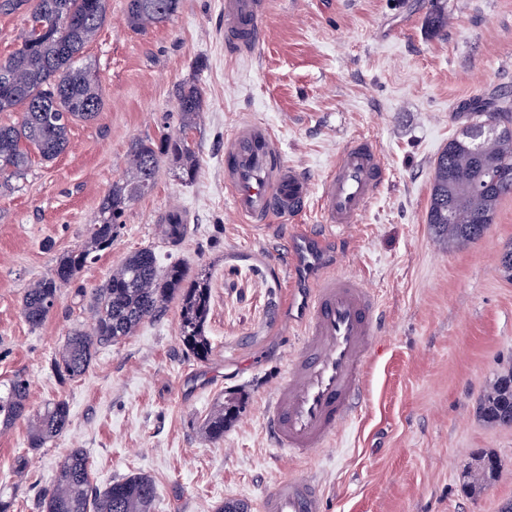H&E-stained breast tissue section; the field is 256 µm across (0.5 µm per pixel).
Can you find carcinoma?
I'll use <instances>...</instances> for the list:
<instances>
[{"instance_id":"obj_1","label":"carcinoma","mask_w":512,"mask_h":512,"mask_svg":"<svg viewBox=\"0 0 512 512\" xmlns=\"http://www.w3.org/2000/svg\"><path fill=\"white\" fill-rule=\"evenodd\" d=\"M180 0H127L126 23L143 32L171 19ZM109 0H0V9L19 12L25 32L18 48L0 60V112L23 108L21 119L0 126V176L24 174L37 154L50 162L69 147V126L94 119L103 106V92L94 67L83 62L85 47L105 23ZM439 32L448 27V11L439 6L426 18ZM471 123L448 141L433 163L427 223L452 248L481 239L494 223L501 199L512 193V182L497 183L491 172L512 167V103L492 108L473 99L464 104ZM202 108L195 84L180 86L177 109L180 127L131 144L130 171L102 199L97 218L87 228L85 245L58 258L51 274L26 290L22 314L32 326L42 325L57 305L60 289L76 279L100 253L112 248L128 205L150 193L162 162H172L186 181L194 179L198 159L189 142ZM170 243L180 241L186 225L170 214L163 228ZM179 305V335L185 350L200 361L211 353L205 324L210 311L207 278L188 280L178 264L161 268L155 252L130 254L94 289L89 309L90 332L75 329L54 360L58 374L74 380L89 369L98 348L131 335L145 320L161 316L168 303ZM29 381L22 374L0 382V426L8 428L26 411ZM240 412V399L218 401L204 420L202 434L210 442L224 438V427ZM478 416L491 426H512V369L494 378L479 400ZM71 425L69 403L56 399L36 415L30 447L42 448ZM499 473L487 466L475 470L473 490L494 481ZM156 486L151 477L131 475L102 490L92 487L91 463L74 448L59 467L54 485L39 499V512H151Z\"/></svg>"}]
</instances>
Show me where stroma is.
Instances as JSON below:
<instances>
[{
    "instance_id": "1",
    "label": "stroma",
    "mask_w": 512,
    "mask_h": 512,
    "mask_svg": "<svg viewBox=\"0 0 512 512\" xmlns=\"http://www.w3.org/2000/svg\"><path fill=\"white\" fill-rule=\"evenodd\" d=\"M255 54L224 46V0H181L166 23L132 32L126 0L84 55L104 105L69 130L57 159L33 158L0 190V380L24 374L30 413L0 428V497L11 512H36L61 461L84 449L93 484L134 474L156 485L153 512H217L230 500L258 504L289 474H317L325 512H501L512 504V427L481 421L486 385L512 366V281L497 257L512 243V195L494 224L462 249L440 245L426 222L433 162L469 119L464 102L512 91V0H444L447 29L426 25L432 0H268ZM196 84L203 107L189 139L199 160L192 182L162 163L153 191L127 208L110 250L63 287L38 327L22 315L27 288L85 242L102 198L127 174L130 145L178 130L176 92ZM246 121L269 127L285 162L319 186L337 151L373 137L388 178L363 223L327 243L324 258L363 278L378 299V333L366 394L331 446L284 458L264 424L267 401L287 373L299 325L288 305L284 236L237 217L224 183V149ZM179 211L181 244L162 234ZM142 248L161 265L205 274L211 309L207 360L178 334L179 307L99 348L90 368L59 381L56 353L88 324L93 289ZM243 405L219 442L201 429L219 398ZM68 401L71 426L45 447L29 445L32 414ZM501 460L477 496L463 483L476 452Z\"/></svg>"
}]
</instances>
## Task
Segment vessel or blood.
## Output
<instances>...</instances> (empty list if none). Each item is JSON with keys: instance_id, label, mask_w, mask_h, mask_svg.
<instances>
[{"instance_id": "1", "label": "vessel or blood", "mask_w": 512, "mask_h": 512, "mask_svg": "<svg viewBox=\"0 0 512 512\" xmlns=\"http://www.w3.org/2000/svg\"><path fill=\"white\" fill-rule=\"evenodd\" d=\"M267 10L266 0H224L230 52L241 57L256 50ZM385 177L376 142L352 140L320 184L322 227L290 231L288 273L308 289L287 374L266 406L271 438L289 456L310 457L328 447L364 399L378 304L360 278L322 269V230L360 223ZM224 181L235 211L258 227L276 216L293 223L310 195L309 179L284 161L276 138L257 123L240 126L231 138ZM259 509L324 512V491L312 476L290 475L262 497Z\"/></svg>"}]
</instances>
